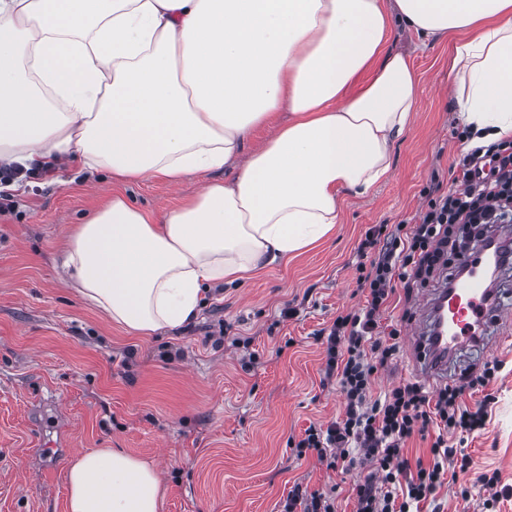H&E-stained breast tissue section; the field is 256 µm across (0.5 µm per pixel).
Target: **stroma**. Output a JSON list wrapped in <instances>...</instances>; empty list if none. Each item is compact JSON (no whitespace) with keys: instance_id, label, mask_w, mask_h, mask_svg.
<instances>
[{"instance_id":"stroma-1","label":"stroma","mask_w":512,"mask_h":512,"mask_svg":"<svg viewBox=\"0 0 512 512\" xmlns=\"http://www.w3.org/2000/svg\"><path fill=\"white\" fill-rule=\"evenodd\" d=\"M395 27L391 45L410 54L421 81L415 121L393 149L392 175L365 196L343 192L342 222L288 262L212 290L199 317L175 331L135 336L84 303L60 280L62 249L75 224L112 195L160 216L203 182L121 184L79 167L57 180L25 182L0 212V512H67L66 469L78 453L113 448L151 463L162 512H282L301 485L356 512L355 473L332 471L293 448L309 426L341 420L336 385H322L324 348L315 333L357 309V246L376 224L412 222L433 182L454 186L451 166L464 149L445 76L461 41ZM447 269L397 290L381 324L407 332L421 293L448 283ZM297 317L281 320L285 305ZM232 330L221 345L206 335ZM251 338L250 348L236 338ZM254 352L244 362L245 352ZM501 369L462 405L485 406L487 422L469 437L467 472L449 469L433 505L421 512H486L480 475L498 474L497 512H512V347H462L453 380Z\"/></svg>"}]
</instances>
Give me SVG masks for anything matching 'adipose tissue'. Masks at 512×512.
Instances as JSON below:
<instances>
[{"label":"adipose tissue","mask_w":512,"mask_h":512,"mask_svg":"<svg viewBox=\"0 0 512 512\" xmlns=\"http://www.w3.org/2000/svg\"><path fill=\"white\" fill-rule=\"evenodd\" d=\"M396 23L466 32L448 63L457 116L471 146L512 136V0H0V163L76 162L123 183L204 175L159 219L113 196L62 261L130 333L180 328L206 286L300 253L340 223V190L390 174L420 87L389 46ZM278 112L287 124L245 153ZM66 485L68 512L162 506L153 466L111 448L76 456Z\"/></svg>","instance_id":"ef3b65f1"}]
</instances>
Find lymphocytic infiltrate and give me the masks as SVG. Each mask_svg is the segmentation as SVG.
I'll use <instances>...</instances> for the list:
<instances>
[{"label":"lymphocytic infiltrate","instance_id":"lymphocytic-infiltrate-1","mask_svg":"<svg viewBox=\"0 0 512 512\" xmlns=\"http://www.w3.org/2000/svg\"><path fill=\"white\" fill-rule=\"evenodd\" d=\"M453 167L454 189L433 186L414 223L369 227L358 246V310L336 316L321 332L324 379L336 382L344 399V417L326 428L311 427L297 442L327 469L367 468L353 487L356 512H414L441 487L449 465L467 469L463 449L449 446L447 435H470L484 428L485 408L463 409L465 391L487 386L499 364L487 366L462 384L429 394L420 384L394 386L373 398L378 370L399 348L398 331L382 332L381 318L397 287L413 288L462 250L463 239H480L490 224L512 223V139L461 153ZM438 436L430 465H411L405 445L413 436Z\"/></svg>","mask_w":512,"mask_h":512}]
</instances>
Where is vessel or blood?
<instances>
[{"label": "vessel or blood", "mask_w": 512, "mask_h": 512, "mask_svg": "<svg viewBox=\"0 0 512 512\" xmlns=\"http://www.w3.org/2000/svg\"><path fill=\"white\" fill-rule=\"evenodd\" d=\"M512 247V235L488 236L479 254L461 253L459 271L450 288L437 289L423 297L418 320L409 329L407 340L420 370L427 376L446 380L448 364L461 346L484 344L483 332L490 324H504L497 292L487 282V263H500L505 249Z\"/></svg>", "instance_id": "obj_1"}]
</instances>
